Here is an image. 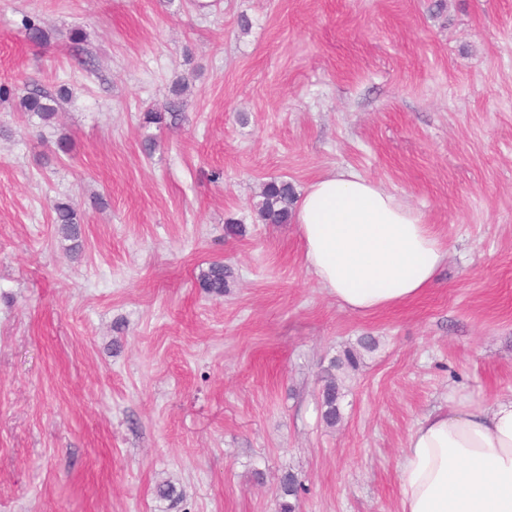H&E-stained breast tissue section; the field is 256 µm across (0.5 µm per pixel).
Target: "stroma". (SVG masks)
<instances>
[{
	"label": "stroma",
	"instance_id": "obj_1",
	"mask_svg": "<svg viewBox=\"0 0 512 512\" xmlns=\"http://www.w3.org/2000/svg\"><path fill=\"white\" fill-rule=\"evenodd\" d=\"M0 84V512H277L288 472L299 512H399L417 421L512 395V0H0ZM35 86L67 88L57 122ZM347 167L446 242L421 298L343 309L258 220L265 182ZM66 89L61 87L56 96L40 89L33 88L20 101V107L24 112L36 116L41 123H53L58 114L59 100L64 97ZM181 102L177 98L170 99L166 102L161 110H148L143 113V123L146 125H161L166 120V115L168 114L171 122L176 124V120H178L180 116ZM53 222L57 226L58 234L64 240H76L80 233V219L77 210L70 200L57 201L54 206ZM231 269L221 261L211 262L198 276L199 287L212 297L224 296V290L229 288ZM323 385L320 394L321 416L330 426H335L341 419L339 399L342 396L341 388L336 376L330 372L322 377ZM305 491V485L297 476L293 473H286L281 478L278 489L279 511L296 512L300 496Z\"/></svg>",
	"mask_w": 512,
	"mask_h": 512
}]
</instances>
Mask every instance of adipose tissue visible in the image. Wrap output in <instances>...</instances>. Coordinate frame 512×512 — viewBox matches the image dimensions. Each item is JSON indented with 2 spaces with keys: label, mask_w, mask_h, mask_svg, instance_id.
Masks as SVG:
<instances>
[{
  "label": "adipose tissue",
  "mask_w": 512,
  "mask_h": 512,
  "mask_svg": "<svg viewBox=\"0 0 512 512\" xmlns=\"http://www.w3.org/2000/svg\"><path fill=\"white\" fill-rule=\"evenodd\" d=\"M292 222L308 271L351 312L420 296L448 259L423 215L351 168L326 172L296 202ZM400 512H512V397L484 408L449 396L410 430Z\"/></svg>",
  "instance_id": "ef3b65f1"
}]
</instances>
